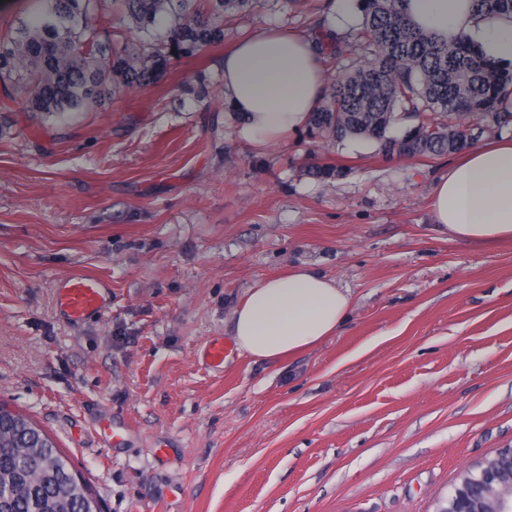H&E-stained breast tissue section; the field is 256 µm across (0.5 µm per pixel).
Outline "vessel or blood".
I'll return each mask as SVG.
<instances>
[{"mask_svg": "<svg viewBox=\"0 0 512 512\" xmlns=\"http://www.w3.org/2000/svg\"><path fill=\"white\" fill-rule=\"evenodd\" d=\"M109 298L107 282L93 274L69 275L61 281L56 291L59 313L75 323L104 311Z\"/></svg>", "mask_w": 512, "mask_h": 512, "instance_id": "b4317fda", "label": "vessel or blood"}]
</instances>
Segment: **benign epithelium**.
<instances>
[{
	"label": "benign epithelium",
	"instance_id": "7a95c632",
	"mask_svg": "<svg viewBox=\"0 0 512 512\" xmlns=\"http://www.w3.org/2000/svg\"><path fill=\"white\" fill-rule=\"evenodd\" d=\"M437 512H512V448L466 471Z\"/></svg>",
	"mask_w": 512,
	"mask_h": 512
}]
</instances>
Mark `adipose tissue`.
<instances>
[{
	"instance_id": "adipose-tissue-1",
	"label": "adipose tissue",
	"mask_w": 512,
	"mask_h": 512,
	"mask_svg": "<svg viewBox=\"0 0 512 512\" xmlns=\"http://www.w3.org/2000/svg\"><path fill=\"white\" fill-rule=\"evenodd\" d=\"M405 8L438 38H468L492 60L512 63V18L479 17L473 0H407ZM220 75L239 137L258 148L303 128L326 87L311 38L277 29L241 39L225 54ZM432 211L451 238L512 242V139L471 146L437 178ZM352 306L347 289L298 266L247 289L233 314V336L252 360L276 363L334 336Z\"/></svg>"
}]
</instances>
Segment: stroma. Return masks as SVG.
Instances as JSON below:
<instances>
[{
  "label": "stroma",
  "mask_w": 512,
  "mask_h": 512,
  "mask_svg": "<svg viewBox=\"0 0 512 512\" xmlns=\"http://www.w3.org/2000/svg\"><path fill=\"white\" fill-rule=\"evenodd\" d=\"M343 2L262 0L204 57L64 123L0 92V405L54 440L102 512H435L512 448V243L436 230L454 155L304 130L258 149L224 102L237 39L309 33ZM202 75L213 94L180 98ZM293 266L350 291L345 324L282 362L238 351L208 370L247 288ZM73 273L112 286L79 324L55 307Z\"/></svg>",
  "instance_id": "stroma-1"
}]
</instances>
